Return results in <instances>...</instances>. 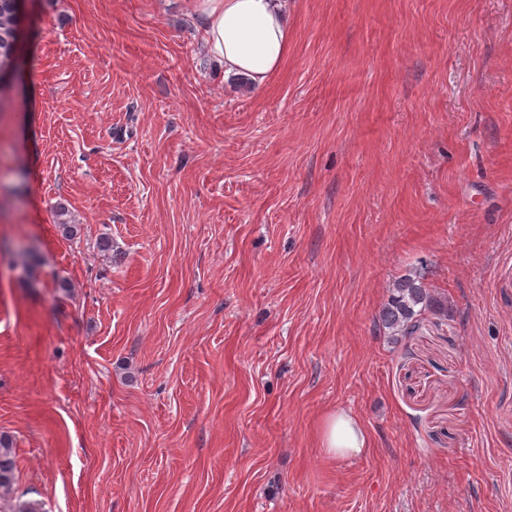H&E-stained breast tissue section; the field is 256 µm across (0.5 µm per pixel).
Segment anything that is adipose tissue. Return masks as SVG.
Instances as JSON below:
<instances>
[{"instance_id":"1","label":"adipose tissue","mask_w":512,"mask_h":512,"mask_svg":"<svg viewBox=\"0 0 512 512\" xmlns=\"http://www.w3.org/2000/svg\"><path fill=\"white\" fill-rule=\"evenodd\" d=\"M289 0H195L207 54L224 68L229 81L264 87L290 49ZM330 457L363 453L369 439L359 421L346 412L327 414L319 428Z\"/></svg>"}]
</instances>
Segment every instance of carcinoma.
I'll return each mask as SVG.
<instances>
[{
  "mask_svg": "<svg viewBox=\"0 0 512 512\" xmlns=\"http://www.w3.org/2000/svg\"><path fill=\"white\" fill-rule=\"evenodd\" d=\"M17 15L11 0H0V47H8L16 38ZM422 274H408L397 280L379 320L393 336H410L419 327L426 311L446 314V305L430 294L422 282ZM16 451L12 441L0 436V512H42L36 501L19 500L16 491Z\"/></svg>",
  "mask_w": 512,
  "mask_h": 512,
  "instance_id": "1",
  "label": "carcinoma"
}]
</instances>
